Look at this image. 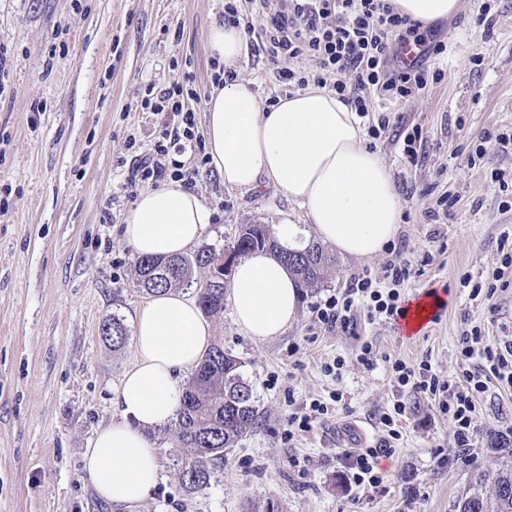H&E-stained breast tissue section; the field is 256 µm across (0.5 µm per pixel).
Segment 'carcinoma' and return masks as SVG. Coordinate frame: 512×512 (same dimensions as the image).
I'll use <instances>...</instances> for the list:
<instances>
[{"instance_id":"obj_1","label":"carcinoma","mask_w":512,"mask_h":512,"mask_svg":"<svg viewBox=\"0 0 512 512\" xmlns=\"http://www.w3.org/2000/svg\"><path fill=\"white\" fill-rule=\"evenodd\" d=\"M266 250L282 261L304 288L317 287L334 260L317 243L302 250L280 246L266 224H243L232 243L223 250L231 262L256 250ZM218 252L205 248L191 257H135L136 283L141 289L166 291L183 283L197 285L198 305L209 317L224 314L227 278H214ZM203 276L195 277V272ZM100 334L117 347L124 343L127 327L114 316L102 323ZM240 362L216 340L204 353L192 379L183 392L181 405L172 424L170 451L177 457L178 479L190 493L208 485L214 471L224 462L226 451L258 421L253 389L240 373ZM491 482V494L481 487ZM473 490L461 495L455 512H512V468L491 476L479 471Z\"/></svg>"}]
</instances>
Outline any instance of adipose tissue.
Instances as JSON below:
<instances>
[{"instance_id":"adipose-tissue-1","label":"adipose tissue","mask_w":512,"mask_h":512,"mask_svg":"<svg viewBox=\"0 0 512 512\" xmlns=\"http://www.w3.org/2000/svg\"><path fill=\"white\" fill-rule=\"evenodd\" d=\"M243 27L213 23L209 53L231 65L245 48ZM210 164L225 187L252 192L270 184L303 210L306 223L275 226L287 249L304 245L306 229L341 255L371 258L396 236L404 201L382 156L364 144L356 112L314 85L266 104L247 83L231 82L206 104ZM211 211L182 182L137 196L122 238L139 256H173L203 237ZM236 326L265 341L280 336L298 314L301 290L267 252L243 258L228 285ZM211 327L188 295L151 294L134 317V364L113 392L116 415L84 451L96 494L128 506L144 500L160 480L152 433L175 418L181 374L194 370L211 341Z\"/></svg>"}]
</instances>
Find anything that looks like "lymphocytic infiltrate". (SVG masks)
Returning a JSON list of instances; mask_svg holds the SVG:
<instances>
[{
  "label": "lymphocytic infiltrate",
  "mask_w": 512,
  "mask_h": 512,
  "mask_svg": "<svg viewBox=\"0 0 512 512\" xmlns=\"http://www.w3.org/2000/svg\"><path fill=\"white\" fill-rule=\"evenodd\" d=\"M245 25V24H244ZM246 32H258V50L276 65L282 86L300 88L325 85L334 77V92L366 117L379 108L375 123L369 124L372 139H379L390 126L387 113L391 105L413 98L440 81L443 72L430 67V58L445 50L421 22L398 12L390 0H288L287 6L272 14L261 27L245 25ZM416 46L418 57L404 65L401 56L406 46ZM311 60L312 69L290 68V61ZM200 90L172 80L164 88L145 89L144 109L172 122L152 154L135 157L127 186L171 179L198 178L206 173L209 158L203 154L196 117L186 109V99H201ZM198 155L195 166H185L178 155L184 151ZM387 264L386 286H379L369 273L358 272L347 279L344 288L313 305L315 323L344 332H356L358 316L368 322L394 321L402 316L405 298L402 289L413 276V265L405 258L403 247H395ZM458 353L465 368L462 374L443 377L433 372L428 360L410 364L397 358L387 370L396 391L423 397L432 410L448 416L452 432L448 439L449 459L463 460L471 455L472 438L480 419L479 402L490 385L512 390V342L488 343L480 327H472L459 340ZM342 393L331 394L329 402L312 400L301 411L288 416L286 440L312 432L333 412ZM409 409L401 399L376 417L380 432L376 444L344 451L341 461L351 486L364 491L377 490L383 475L380 458L392 455L402 437L401 422Z\"/></svg>",
  "instance_id": "lymphocytic-infiltrate-1"
}]
</instances>
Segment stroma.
I'll return each mask as SVG.
<instances>
[{"label": "stroma", "mask_w": 512, "mask_h": 512, "mask_svg": "<svg viewBox=\"0 0 512 512\" xmlns=\"http://www.w3.org/2000/svg\"><path fill=\"white\" fill-rule=\"evenodd\" d=\"M224 17V0H0V45L9 57L0 84V512H454L476 471L512 464L498 443L512 425V394L489 388L480 402L474 459L447 465L452 424L420 398L406 396L410 418L401 448L383 460L377 492L350 487L338 436L361 428L375 439V417L397 398L385 357L429 359L443 376L459 374V339L480 327L490 341L512 340V287L471 298L463 278L491 275L512 244V206L497 174L512 179V0H459L436 21L446 45L443 79L393 107V126L373 141L403 197L397 238L416 273L404 290H437L445 306L414 337L396 324L360 322L378 362L363 368L349 354L356 338L311 320L312 303L364 270L383 278L391 253L337 256L327 277L307 288L295 321L278 337L256 341L232 312L211 319L214 337L241 363L252 385L257 425L229 450L207 488L188 494L176 475L165 431L153 433L162 478L132 507L97 496L83 454L114 415L112 395L133 363V342L113 347L100 332L108 318L132 326L144 292L135 285L132 249L121 226L134 198L126 187L133 156L152 153L161 123L141 109L146 86L175 78L211 90L207 34ZM481 66H469L474 53ZM236 78L263 99L282 96L276 72L246 38ZM421 127L418 158L403 152L402 132ZM487 153L472 161L477 136ZM191 187L212 212L201 246L227 247L243 224L303 223V210L272 186L242 193L215 171ZM447 205H438L439 197ZM347 357L341 377L321 366ZM344 401L324 426L285 442L290 404Z\"/></svg>", "instance_id": "35a3bbf8"}]
</instances>
